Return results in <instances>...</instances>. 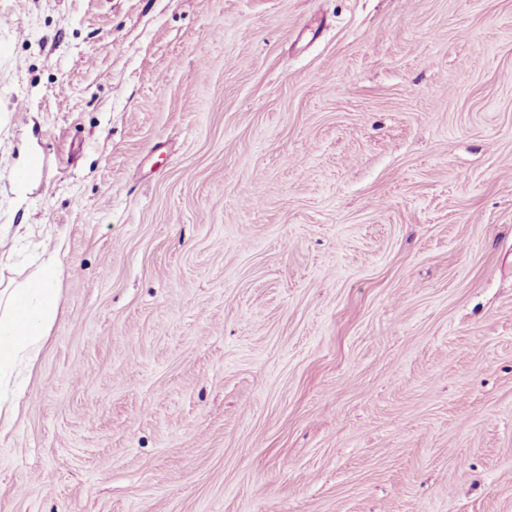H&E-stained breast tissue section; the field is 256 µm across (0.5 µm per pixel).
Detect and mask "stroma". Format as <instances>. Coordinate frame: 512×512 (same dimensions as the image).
<instances>
[{"label": "stroma", "mask_w": 512, "mask_h": 512, "mask_svg": "<svg viewBox=\"0 0 512 512\" xmlns=\"http://www.w3.org/2000/svg\"><path fill=\"white\" fill-rule=\"evenodd\" d=\"M50 257L0 512H512V0H0Z\"/></svg>", "instance_id": "1"}]
</instances>
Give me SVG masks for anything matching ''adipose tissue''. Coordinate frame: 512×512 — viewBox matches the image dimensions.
I'll list each match as a JSON object with an SVG mask.
<instances>
[{
  "mask_svg": "<svg viewBox=\"0 0 512 512\" xmlns=\"http://www.w3.org/2000/svg\"><path fill=\"white\" fill-rule=\"evenodd\" d=\"M60 268L54 259L34 278L0 289V389L17 372H31L59 308Z\"/></svg>",
  "mask_w": 512,
  "mask_h": 512,
  "instance_id": "obj_1",
  "label": "adipose tissue"
}]
</instances>
